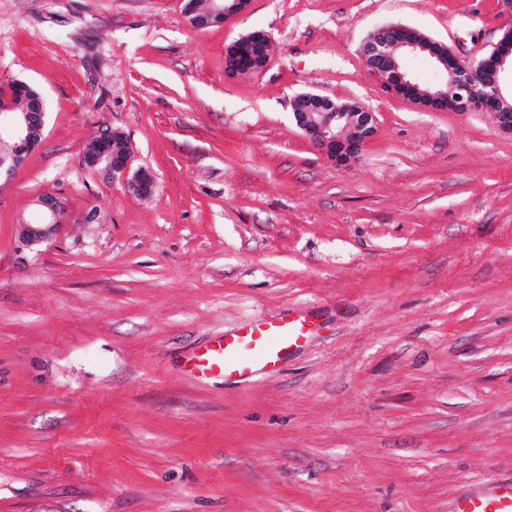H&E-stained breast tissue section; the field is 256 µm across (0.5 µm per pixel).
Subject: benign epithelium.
<instances>
[{
  "instance_id": "7a95c632",
  "label": "benign epithelium",
  "mask_w": 512,
  "mask_h": 512,
  "mask_svg": "<svg viewBox=\"0 0 512 512\" xmlns=\"http://www.w3.org/2000/svg\"><path fill=\"white\" fill-rule=\"evenodd\" d=\"M250 0H208L206 14L200 15L192 5L184 6L188 22L197 28L222 22L248 9ZM505 32L491 53L484 59L463 63L451 50L437 52L429 47L430 39L417 30L403 25H387L377 29L360 48L366 66L380 75L386 91L431 111H445L453 105L459 112L490 111L495 114L499 128L512 133V108H504L512 100V41ZM246 43L251 54L271 44L270 36L253 31L235 41ZM406 52L426 54L438 78L452 87L453 99L441 92L425 93L421 86L403 69L401 57ZM304 99L309 108L292 109V119L303 136L336 162L354 158L376 133L374 113L360 105L347 106L330 97L308 93ZM46 112H16L11 97H0V136L16 141L19 155L11 162H0V179L12 172L37 146L32 132L44 129ZM113 130L105 129L88 140L82 150L81 162L110 183L119 182L138 197L151 196L156 188L152 173L145 169L131 171L130 155L108 152ZM42 220L19 225L20 248L31 249L52 239L61 227L66 206L61 197L45 195L37 199Z\"/></svg>"
}]
</instances>
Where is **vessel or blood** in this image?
<instances>
[{
  "instance_id": "obj_1",
  "label": "vessel or blood",
  "mask_w": 512,
  "mask_h": 512,
  "mask_svg": "<svg viewBox=\"0 0 512 512\" xmlns=\"http://www.w3.org/2000/svg\"><path fill=\"white\" fill-rule=\"evenodd\" d=\"M318 329L314 314L288 310L272 320L211 337L186 355L184 365L187 372L201 379L232 380L273 373L292 352L306 346ZM449 512H512V477L459 492Z\"/></svg>"
}]
</instances>
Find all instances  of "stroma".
Instances as JSON below:
<instances>
[{
  "label": "stroma",
  "instance_id": "1",
  "mask_svg": "<svg viewBox=\"0 0 512 512\" xmlns=\"http://www.w3.org/2000/svg\"><path fill=\"white\" fill-rule=\"evenodd\" d=\"M397 23L470 63L512 7L251 0L199 29L184 0H0V86L47 112L0 180V512H449L512 476V133L386 92L360 46ZM256 30L269 65L230 74ZM302 92L374 113L357 158L302 136ZM105 126L153 195L82 166ZM45 194L64 224L20 249ZM288 309L321 327L277 374L183 371ZM245 42L251 52V54L258 56V54L261 53V47H267L270 45V49H272V42L270 36L265 33L264 31H253L251 33H248L240 39H237L232 45L228 47L227 53H226V63L227 68L230 72H239L241 69V65L238 63L237 57L234 59L229 50L233 47H236L238 44Z\"/></svg>",
  "mask_w": 512,
  "mask_h": 512
}]
</instances>
